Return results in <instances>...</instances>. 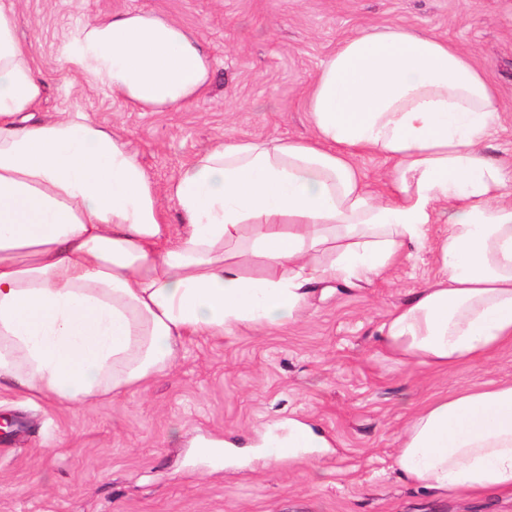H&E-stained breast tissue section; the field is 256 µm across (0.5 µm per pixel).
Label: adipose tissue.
Here are the masks:
<instances>
[{"instance_id": "adipose-tissue-1", "label": "adipose tissue", "mask_w": 512, "mask_h": 512, "mask_svg": "<svg viewBox=\"0 0 512 512\" xmlns=\"http://www.w3.org/2000/svg\"><path fill=\"white\" fill-rule=\"evenodd\" d=\"M18 24V0H0V387L91 407L188 337L278 328L316 285L383 276L431 224L448 227L445 275L387 314L385 348L448 371L512 346V161L486 150L495 87L448 40L399 25L343 39L309 92L310 134L216 142L161 189L119 131L40 111ZM60 61L143 112L212 80L197 35L152 12L86 22ZM366 154L389 164L383 191ZM329 445L296 419L265 443L272 459ZM396 466L444 497L512 492V382L423 400ZM358 166L366 176L371 189L380 190L388 171V164L377 156H364L357 160Z\"/></svg>"}]
</instances>
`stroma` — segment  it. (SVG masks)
Wrapping results in <instances>:
<instances>
[{
	"label": "stroma",
	"instance_id": "obj_1",
	"mask_svg": "<svg viewBox=\"0 0 512 512\" xmlns=\"http://www.w3.org/2000/svg\"><path fill=\"white\" fill-rule=\"evenodd\" d=\"M151 11L193 31L212 57L208 93L140 112L107 86L69 81L59 49L87 20ZM400 25L441 35L496 87L503 125L493 156H512V0H20L19 35L49 87L45 112H85L119 129L158 187L218 140L307 135V91L348 35ZM443 224L430 225L382 277L336 286L279 329L194 336L162 375L75 408L0 388V512H512L511 494L441 498L408 482L398 436L433 394L512 380V347L450 371L386 352L387 313L441 273ZM297 418L333 443L317 464L269 459L257 445ZM254 452L227 465L224 449Z\"/></svg>",
	"mask_w": 512,
	"mask_h": 512
}]
</instances>
